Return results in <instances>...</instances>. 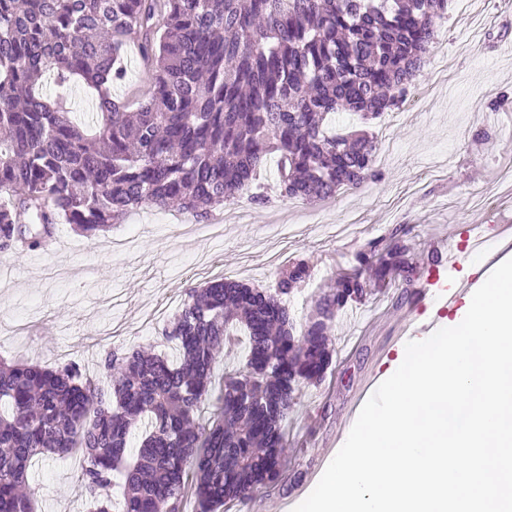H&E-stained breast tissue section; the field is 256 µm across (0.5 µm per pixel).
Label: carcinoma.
Wrapping results in <instances>:
<instances>
[{
	"instance_id": "obj_1",
	"label": "carcinoma",
	"mask_w": 512,
	"mask_h": 512,
	"mask_svg": "<svg viewBox=\"0 0 512 512\" xmlns=\"http://www.w3.org/2000/svg\"><path fill=\"white\" fill-rule=\"evenodd\" d=\"M451 0H0V252L38 250L57 225L96 238L143 205L195 218L250 192L268 157L281 192L308 202L375 178L374 138L337 133L328 116L367 122L406 94ZM135 37L154 82L134 111L112 98ZM63 87L97 93L96 130L71 117ZM409 230L355 255L297 322L277 286L231 279L185 290L163 330L168 358L108 351L94 387L79 367L0 360V512H36L28 470L74 449L94 512L125 478L118 512H219L282 475L288 415L331 363L337 313L396 274L414 280ZM247 340L242 369L215 382L221 355Z\"/></svg>"
}]
</instances>
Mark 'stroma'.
I'll return each instance as SVG.
<instances>
[{
	"mask_svg": "<svg viewBox=\"0 0 512 512\" xmlns=\"http://www.w3.org/2000/svg\"><path fill=\"white\" fill-rule=\"evenodd\" d=\"M365 129L394 150L375 154V180L330 201L281 195L271 161L261 172L270 202L243 197L214 211L209 221L223 226L222 236L144 208L96 240L63 224L56 251L0 252V328L31 326L0 335V359L22 356L50 368L67 361L100 381L99 362L109 350L173 354L162 331L186 288L229 277L272 289L279 270L300 258L310 260L311 275L288 305L304 320L321 288L352 272L357 252L387 242L402 224L413 227L414 289L433 280L451 292L462 287L493 261L489 254L471 259L465 231H488L512 213V185L498 178L512 162V0H453L403 103ZM446 245L459 254L458 264L430 265V255ZM402 294L393 279L339 312L332 362L319 384L302 388L286 425L283 480L229 512H293L311 493L338 451L337 434L354 425L367 383L396 370L407 313L420 320L437 313ZM81 465L70 456L33 464L37 512H90Z\"/></svg>",
	"mask_w": 512,
	"mask_h": 512,
	"instance_id": "35a3bbf8",
	"label": "stroma"
}]
</instances>
